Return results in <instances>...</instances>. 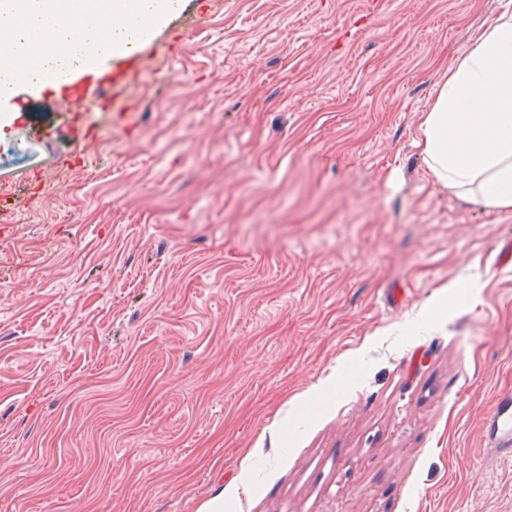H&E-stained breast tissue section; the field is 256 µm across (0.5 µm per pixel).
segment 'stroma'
Here are the masks:
<instances>
[{"mask_svg": "<svg viewBox=\"0 0 512 512\" xmlns=\"http://www.w3.org/2000/svg\"><path fill=\"white\" fill-rule=\"evenodd\" d=\"M199 2L132 131L0 104V512H512V212L417 146L512 0ZM483 457L493 462L512 460V393L497 395L492 411L482 422Z\"/></svg>", "mask_w": 512, "mask_h": 512, "instance_id": "obj_1", "label": "stroma"}]
</instances>
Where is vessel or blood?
<instances>
[{
  "label": "vessel or blood",
  "instance_id": "vessel-or-blood-1",
  "mask_svg": "<svg viewBox=\"0 0 512 512\" xmlns=\"http://www.w3.org/2000/svg\"><path fill=\"white\" fill-rule=\"evenodd\" d=\"M156 56L139 39L126 41L117 54L92 71H63L44 84L41 94L53 97L58 111L85 112L99 103L110 115L112 126L123 130L137 123L139 115L130 104L132 85L154 71ZM483 456L491 461L512 460V393L497 395L490 414L482 422Z\"/></svg>",
  "mask_w": 512,
  "mask_h": 512
}]
</instances>
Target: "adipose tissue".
Instances as JSON below:
<instances>
[{
  "mask_svg": "<svg viewBox=\"0 0 512 512\" xmlns=\"http://www.w3.org/2000/svg\"><path fill=\"white\" fill-rule=\"evenodd\" d=\"M422 160L441 186L512 211V9L448 70L420 125Z\"/></svg>",
  "mask_w": 512,
  "mask_h": 512,
  "instance_id": "1",
  "label": "adipose tissue"
}]
</instances>
